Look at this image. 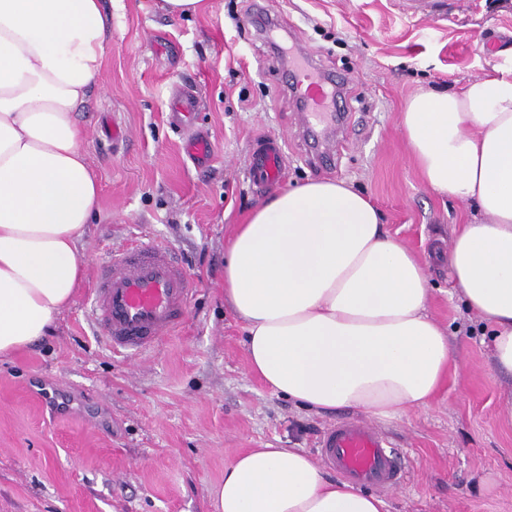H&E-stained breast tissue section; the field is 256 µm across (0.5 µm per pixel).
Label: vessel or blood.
<instances>
[{"mask_svg": "<svg viewBox=\"0 0 512 512\" xmlns=\"http://www.w3.org/2000/svg\"><path fill=\"white\" fill-rule=\"evenodd\" d=\"M311 60V52L306 51L289 62V85L300 92L298 122L311 135L332 134L339 125L338 113L330 109L337 99V80L314 72ZM195 106L191 91L173 95L168 102L170 121L180 127L190 125ZM186 150L199 162L213 156L208 137L200 132L187 138ZM286 163L285 139L265 138L251 154L249 180L258 187L279 183ZM191 295L190 275L170 245L132 239L102 261L90 313L112 351L139 358L175 334L187 318ZM317 451L327 465L353 482L393 488L403 476L398 454L361 420L327 428Z\"/></svg>", "mask_w": 512, "mask_h": 512, "instance_id": "vessel-or-blood-1", "label": "vessel or blood"}]
</instances>
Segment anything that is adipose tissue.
Returning a JSON list of instances; mask_svg holds the SVG:
<instances>
[{
  "instance_id": "ef3b65f1",
  "label": "adipose tissue",
  "mask_w": 512,
  "mask_h": 512,
  "mask_svg": "<svg viewBox=\"0 0 512 512\" xmlns=\"http://www.w3.org/2000/svg\"><path fill=\"white\" fill-rule=\"evenodd\" d=\"M102 0H0V356L50 333L85 277L77 243L99 184L76 112L110 49ZM401 126L434 190L472 205L443 258L512 374V61L457 91L408 100ZM429 278L371 199L342 180L283 190L237 225L224 296L244 321L250 370L320 410L384 421L432 406L447 335ZM215 512H386L297 448H251L224 468Z\"/></svg>"
}]
</instances>
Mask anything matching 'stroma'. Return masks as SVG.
Instances as JSON below:
<instances>
[{"label":"stroma","instance_id":"stroma-1","mask_svg":"<svg viewBox=\"0 0 512 512\" xmlns=\"http://www.w3.org/2000/svg\"><path fill=\"white\" fill-rule=\"evenodd\" d=\"M350 79L346 141L313 169L284 84V64L250 23L254 2ZM446 17L406 0H202L172 17L157 0H112V40L82 112L81 148L99 184L98 215L77 254L87 275L109 247L159 239L179 252L193 294L188 318L143 359L112 354L79 288L53 332L0 357V512H214L224 467L250 448L315 453L351 410L319 412L251 373L244 327L224 301V244L268 198L247 178L253 143L285 137V185L339 179L364 191L388 233L424 264L430 316L452 349L429 411L376 423L401 458L387 512H512V376L498 371L484 327L450 295L437 259L468 205L428 187L401 110L414 93L456 90L512 46V0H447ZM197 96L195 131L214 154L195 163L167 103ZM125 135L113 139V126Z\"/></svg>","mask_w":512,"mask_h":512}]
</instances>
